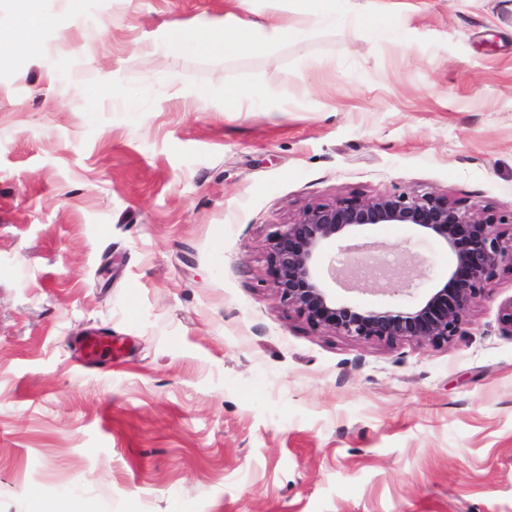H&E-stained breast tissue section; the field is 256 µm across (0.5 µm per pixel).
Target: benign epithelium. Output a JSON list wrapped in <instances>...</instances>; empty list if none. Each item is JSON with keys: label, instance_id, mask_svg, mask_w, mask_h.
I'll use <instances>...</instances> for the list:
<instances>
[{"label": "benign epithelium", "instance_id": "obj_1", "mask_svg": "<svg viewBox=\"0 0 512 512\" xmlns=\"http://www.w3.org/2000/svg\"><path fill=\"white\" fill-rule=\"evenodd\" d=\"M375 224H411L442 238L456 251V267L444 286L431 289L409 308L381 305L356 312L336 307L321 277L322 253L337 246L338 257L330 259L328 274L337 283L344 277L356 285L366 258L340 240L359 227ZM269 250L280 300L309 324L339 336L386 342H445L458 335L484 285L500 266L512 268V237L504 241L499 225L458 200L415 191L310 206L295 221L277 225ZM380 275L383 293H394L398 286L408 291L417 287L402 265L384 267Z\"/></svg>", "mask_w": 512, "mask_h": 512}]
</instances>
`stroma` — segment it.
Masks as SVG:
<instances>
[{
    "mask_svg": "<svg viewBox=\"0 0 512 512\" xmlns=\"http://www.w3.org/2000/svg\"><path fill=\"white\" fill-rule=\"evenodd\" d=\"M49 8L0 67V512H512V269L448 342L385 343L284 306L268 248L307 207L413 191L512 221V0ZM230 14L304 33L199 49ZM357 242L418 287L367 265L335 290L355 310L456 265L409 224ZM380 275L382 279L385 281L382 285L383 288H381L380 292H397V290L394 288L395 286H400L401 288H404L405 290L408 291L417 288L415 280L413 279L412 276H410V272L406 271V268L403 265L381 268ZM90 336L92 337L82 339L78 343V347L83 356V362L85 364L100 356L104 349L110 348L112 346V342H105L106 339L111 338L106 332L91 333Z\"/></svg>",
    "mask_w": 512,
    "mask_h": 512,
    "instance_id": "1",
    "label": "stroma"
}]
</instances>
